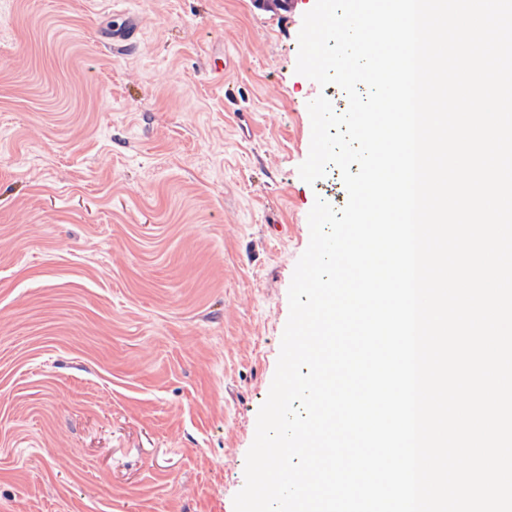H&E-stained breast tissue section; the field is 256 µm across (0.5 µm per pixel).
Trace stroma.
Returning <instances> with one entry per match:
<instances>
[{"instance_id":"35a3bbf8","label":"stroma","mask_w":512,"mask_h":512,"mask_svg":"<svg viewBox=\"0 0 512 512\" xmlns=\"http://www.w3.org/2000/svg\"><path fill=\"white\" fill-rule=\"evenodd\" d=\"M315 0H0V512H234L309 244Z\"/></svg>"}]
</instances>
